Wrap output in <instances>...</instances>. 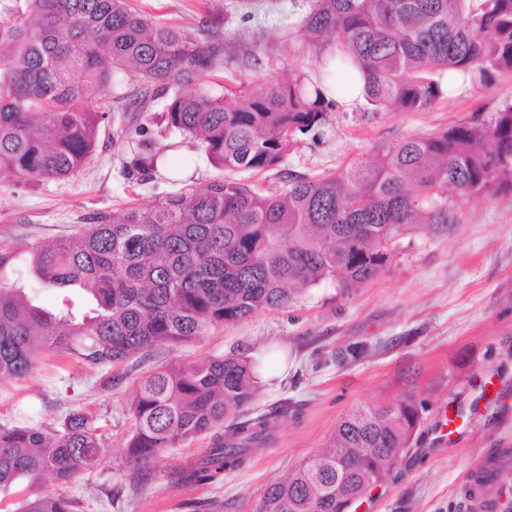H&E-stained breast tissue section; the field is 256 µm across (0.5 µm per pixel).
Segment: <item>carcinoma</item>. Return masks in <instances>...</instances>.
Masks as SVG:
<instances>
[{
    "instance_id": "obj_1",
    "label": "carcinoma",
    "mask_w": 512,
    "mask_h": 512,
    "mask_svg": "<svg viewBox=\"0 0 512 512\" xmlns=\"http://www.w3.org/2000/svg\"><path fill=\"white\" fill-rule=\"evenodd\" d=\"M303 29L326 50L320 83L304 73L251 92L197 78L224 70V41L159 25L129 0H24L0 12V182L69 178L91 158L124 81L140 103L164 101L167 127L192 139L216 168L278 167L301 135L326 126L341 90L361 85L376 112L419 111L444 95V79L477 89L512 73V0H308ZM133 169L150 178L160 151L137 140ZM459 196L512 193V104L427 136L402 140L376 161L317 177L290 176L262 193L226 178L178 191L143 210L100 216L77 238L27 247L46 288L79 289L53 313L7 279L20 257L0 243V378H21L44 351L106 366L160 344L289 306L290 286L324 281L342 292L376 279L398 237L459 223ZM255 389L244 356L165 368L140 381L130 405L125 465L212 432L187 478L217 484L263 450L281 413L244 421ZM422 406L359 407L339 422L328 448L271 483L256 512H349L382 484L412 446ZM232 418L224 424L226 418ZM86 412L58 429L0 426V488L20 478L70 484L104 450ZM59 493L25 498L15 512H75Z\"/></svg>"
}]
</instances>
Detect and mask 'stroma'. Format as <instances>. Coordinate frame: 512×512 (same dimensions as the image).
<instances>
[{
	"label": "stroma",
	"instance_id": "1",
	"mask_svg": "<svg viewBox=\"0 0 512 512\" xmlns=\"http://www.w3.org/2000/svg\"><path fill=\"white\" fill-rule=\"evenodd\" d=\"M130 2L155 22L198 39H222L225 76L244 77L248 87L277 83L292 69L319 72V50L300 28L306 0H260L252 17L238 0ZM511 102L512 74L478 92L462 79L421 112H376L346 94L329 112L323 134L302 137L277 169L238 178L261 191L276 189L287 175L370 162L403 139L488 116ZM161 127L158 117L145 126L168 159L153 179L134 172L125 144L134 140L135 126L114 111L89 164L75 176L0 185V241L18 249L30 240L50 244L78 234L99 214L147 209L181 187L201 190L223 177L192 140L161 135ZM456 203L458 224L443 234L400 236L388 269L350 293L326 283L297 294L289 307L213 327L187 344L104 367L49 352L28 377L0 378V425L56 427L69 412L88 410L106 438L100 461L68 487L21 479L0 489V512L60 489L76 500L77 512H255L266 487L324 448L347 413L410 396L423 406L413 445L357 512H465L462 491L471 468L491 449L512 448V193ZM9 278L48 311H58L66 296L83 303L81 292L43 287L28 262ZM354 345L365 346V355L340 360ZM240 354L257 368L247 414L288 405L265 448L218 484L184 478V468L209 445L205 435L161 450L140 473L130 471L124 464L133 429L128 407L140 378L166 363ZM274 361L280 373L270 379L266 370ZM105 378L110 388L102 387ZM451 404L466 407L469 425L446 439L440 425Z\"/></svg>",
	"mask_w": 512,
	"mask_h": 512
}]
</instances>
